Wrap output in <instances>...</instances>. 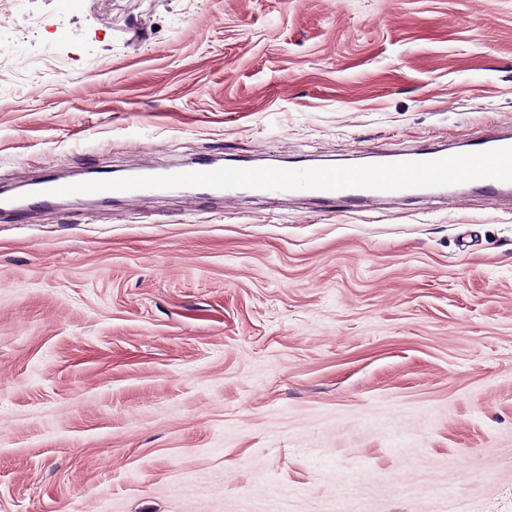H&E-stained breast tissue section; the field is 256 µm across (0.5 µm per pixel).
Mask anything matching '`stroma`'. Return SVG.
<instances>
[{"label": "stroma", "mask_w": 512, "mask_h": 512, "mask_svg": "<svg viewBox=\"0 0 512 512\" xmlns=\"http://www.w3.org/2000/svg\"><path fill=\"white\" fill-rule=\"evenodd\" d=\"M512 124V0H19L0 186ZM512 512V200L0 212V512Z\"/></svg>", "instance_id": "obj_1"}]
</instances>
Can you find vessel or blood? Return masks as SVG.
<instances>
[{
	"mask_svg": "<svg viewBox=\"0 0 512 512\" xmlns=\"http://www.w3.org/2000/svg\"><path fill=\"white\" fill-rule=\"evenodd\" d=\"M467 185L496 202L512 194V129L497 130L468 143L459 151L417 147L376 162L336 167H309L289 171L249 164L224 166L208 158L160 174L136 177L97 169L87 177L42 176L11 212L26 217L35 210L74 199L134 200L161 188L184 193L191 200L231 196L251 188L266 194H306L316 202L342 200L362 209L391 197L407 198L423 187Z\"/></svg>",
	"mask_w": 512,
	"mask_h": 512,
	"instance_id": "obj_1",
	"label": "vessel or blood"
}]
</instances>
